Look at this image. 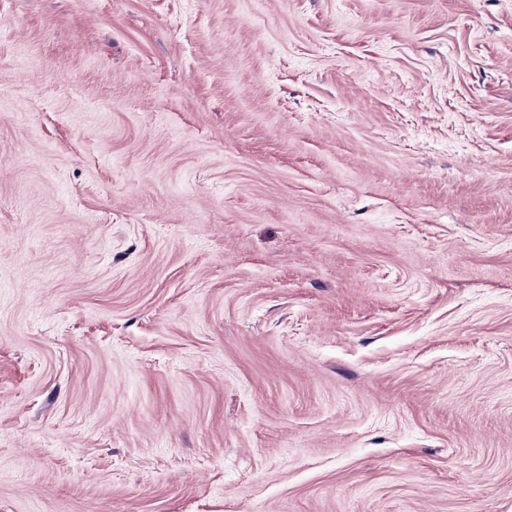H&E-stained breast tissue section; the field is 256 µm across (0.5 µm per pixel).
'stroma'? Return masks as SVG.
Wrapping results in <instances>:
<instances>
[{
	"label": "stroma",
	"mask_w": 512,
	"mask_h": 512,
	"mask_svg": "<svg viewBox=\"0 0 512 512\" xmlns=\"http://www.w3.org/2000/svg\"><path fill=\"white\" fill-rule=\"evenodd\" d=\"M0 512H512V0H0Z\"/></svg>",
	"instance_id": "stroma-1"
}]
</instances>
